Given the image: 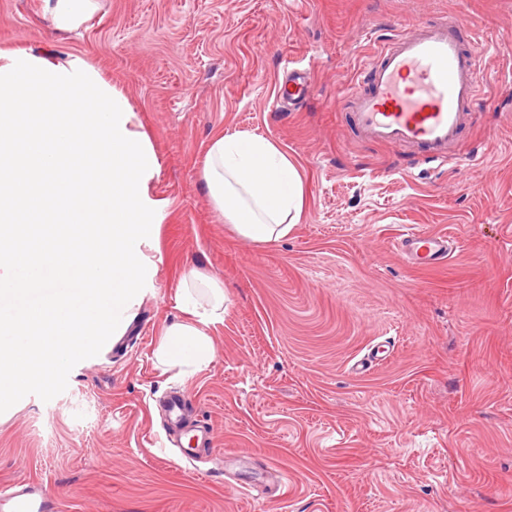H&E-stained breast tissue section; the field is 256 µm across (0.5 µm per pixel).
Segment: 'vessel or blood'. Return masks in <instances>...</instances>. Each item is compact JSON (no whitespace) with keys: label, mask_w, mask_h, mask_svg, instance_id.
Wrapping results in <instances>:
<instances>
[{"label":"vessel or blood","mask_w":512,"mask_h":512,"mask_svg":"<svg viewBox=\"0 0 512 512\" xmlns=\"http://www.w3.org/2000/svg\"><path fill=\"white\" fill-rule=\"evenodd\" d=\"M483 35L455 15L419 25L383 42L342 97L360 135L444 162L459 142L467 117L486 105L479 54ZM313 91L305 73L292 71L280 97L302 101ZM397 248L410 264L445 263L455 248L443 234L403 231ZM0 512H61L56 498L32 483L0 488Z\"/></svg>","instance_id":"b4317fda"}]
</instances>
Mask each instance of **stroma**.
<instances>
[{"label": "stroma", "mask_w": 512, "mask_h": 512, "mask_svg": "<svg viewBox=\"0 0 512 512\" xmlns=\"http://www.w3.org/2000/svg\"><path fill=\"white\" fill-rule=\"evenodd\" d=\"M445 13L487 41L491 103L463 163L358 138L342 91L398 26ZM0 48L72 53L121 87L169 202L126 347L0 418V486L37 484L63 512H512V0H98L64 36L43 0H0ZM290 65L316 93L283 112ZM233 130L304 177L280 241L241 239L208 203V142ZM407 225L460 246L409 264L393 248ZM193 270L223 284L226 311L207 328L214 361L182 378L156 352ZM175 392L211 437L193 463L166 439Z\"/></svg>", "instance_id": "1"}]
</instances>
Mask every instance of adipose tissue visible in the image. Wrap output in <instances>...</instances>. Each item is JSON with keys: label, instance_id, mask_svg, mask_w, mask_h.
I'll return each mask as SVG.
<instances>
[{"label": "adipose tissue", "instance_id": "ef3b65f1", "mask_svg": "<svg viewBox=\"0 0 512 512\" xmlns=\"http://www.w3.org/2000/svg\"><path fill=\"white\" fill-rule=\"evenodd\" d=\"M97 8V0H44L54 28L63 32L82 26ZM201 179L211 208L246 240L271 243L286 238L302 219L303 177L296 162L264 136L238 130L215 135ZM224 302L223 288L211 278L195 272L184 280L178 294L184 318L163 332L162 363L189 375L208 367L214 349L205 328L223 322Z\"/></svg>", "mask_w": 512, "mask_h": 512}]
</instances>
